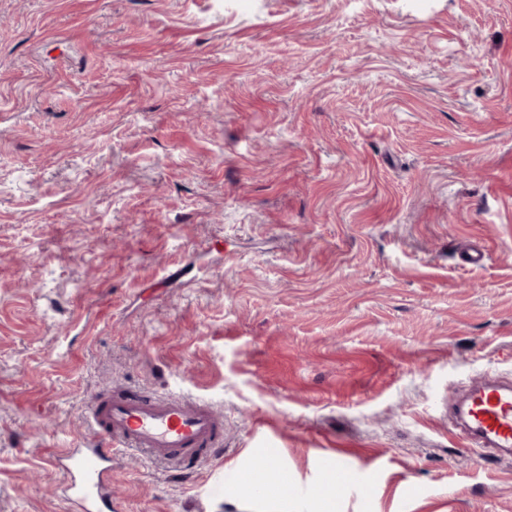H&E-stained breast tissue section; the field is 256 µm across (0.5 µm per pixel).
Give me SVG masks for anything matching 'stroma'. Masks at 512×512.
Segmentation results:
<instances>
[{"instance_id":"obj_1","label":"stroma","mask_w":512,"mask_h":512,"mask_svg":"<svg viewBox=\"0 0 512 512\" xmlns=\"http://www.w3.org/2000/svg\"><path fill=\"white\" fill-rule=\"evenodd\" d=\"M481 245V265L465 262ZM512 380V0H0V512L123 389L224 447L122 451L112 512H512L444 411ZM286 476L288 475L284 473L269 471L267 475L261 477V479L265 482L266 487L268 488L266 496L269 499L275 500L288 507V492H290L292 488L288 485V492L283 489V483Z\"/></svg>"}]
</instances>
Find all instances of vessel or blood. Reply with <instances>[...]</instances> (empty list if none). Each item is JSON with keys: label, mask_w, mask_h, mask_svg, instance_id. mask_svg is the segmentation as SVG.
Wrapping results in <instances>:
<instances>
[{"label": "vessel or blood", "mask_w": 512, "mask_h": 512, "mask_svg": "<svg viewBox=\"0 0 512 512\" xmlns=\"http://www.w3.org/2000/svg\"><path fill=\"white\" fill-rule=\"evenodd\" d=\"M448 417L459 423L468 447L501 461L512 459V383L472 381L464 394L449 398ZM89 419L98 440L52 459L66 471L63 497L82 512H112L113 449H134L178 468L188 460L202 461L224 438L222 415L204 401L176 395L117 393L93 401Z\"/></svg>", "instance_id": "b4317fda"}]
</instances>
